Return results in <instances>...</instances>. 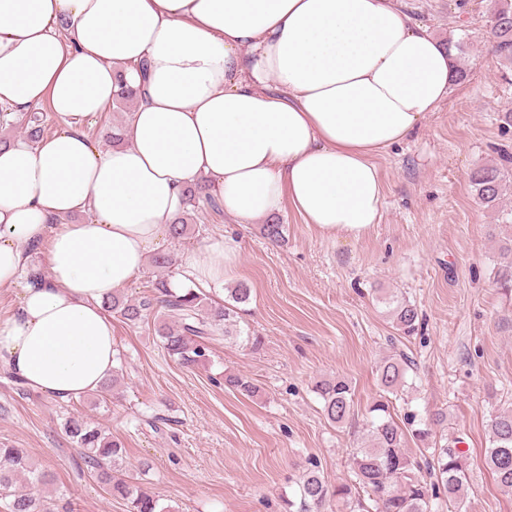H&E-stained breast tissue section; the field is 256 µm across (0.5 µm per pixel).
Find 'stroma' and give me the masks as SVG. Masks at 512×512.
<instances>
[{
  "label": "stroma",
  "mask_w": 512,
  "mask_h": 512,
  "mask_svg": "<svg viewBox=\"0 0 512 512\" xmlns=\"http://www.w3.org/2000/svg\"><path fill=\"white\" fill-rule=\"evenodd\" d=\"M498 0H406L412 15L443 41L462 42L466 71L414 137L380 154L382 220L362 239L319 234L291 208L270 221L287 228L271 244L259 222L236 225L202 205L191 231L165 252L181 276L186 251L226 240L238 266L211 286L223 302L228 288L246 284L237 341L211 343L207 367L188 370L161 347L153 325L113 320L125 356L120 382L71 402L20 391L0 370V446L23 449L49 475L40 496L65 498L72 512H128L88 472L66 437L67 414L101 424L125 448L128 472L174 512H288L297 482L317 469L328 486L353 482L350 457L378 396L376 368L402 352L415 362L394 412L442 409L436 445L459 443L467 455V512H512L484 462L488 419L512 409V192L496 210L481 206L470 174L512 153V75L505 73L489 35ZM136 108L88 118L83 130L101 149L125 129ZM414 304L420 326L401 337L385 297ZM262 340L251 348L246 337ZM239 374L256 388L246 396L224 385ZM342 377L354 389V411L341 426L329 422L314 393L317 381Z\"/></svg>",
  "instance_id": "stroma-1"
}]
</instances>
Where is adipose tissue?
<instances>
[{"mask_svg":"<svg viewBox=\"0 0 512 512\" xmlns=\"http://www.w3.org/2000/svg\"><path fill=\"white\" fill-rule=\"evenodd\" d=\"M120 65L138 105L104 151L83 123L111 106ZM456 70L397 0H0V106L60 123L0 146V289L19 291L0 368L62 401L98 391L118 354L102 303L169 243L198 178L237 223L288 206L361 239L384 206L375 156L422 127ZM237 262L215 241L184 278L218 284ZM40 111V112H34ZM34 112L27 119V136L30 142H37L43 136V139L51 136L59 127V122L53 117L46 105H41L32 110ZM46 112V113H43ZM48 116L50 117L47 122ZM48 123L47 127L45 123ZM46 128V130H45ZM45 130V133H44ZM44 133V135H43Z\"/></svg>","mask_w":512,"mask_h":512,"instance_id":"ef3b65f1","label":"adipose tissue"}]
</instances>
